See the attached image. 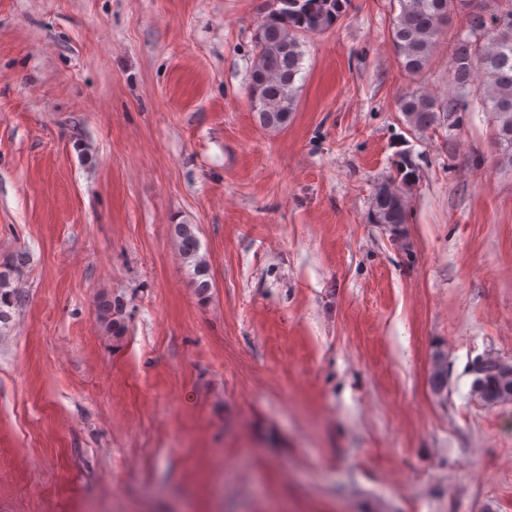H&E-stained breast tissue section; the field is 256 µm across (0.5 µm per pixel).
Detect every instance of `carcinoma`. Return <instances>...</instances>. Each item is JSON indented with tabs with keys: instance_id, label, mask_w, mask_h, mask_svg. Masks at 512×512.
Instances as JSON below:
<instances>
[{
	"instance_id": "carcinoma-1",
	"label": "carcinoma",
	"mask_w": 512,
	"mask_h": 512,
	"mask_svg": "<svg viewBox=\"0 0 512 512\" xmlns=\"http://www.w3.org/2000/svg\"><path fill=\"white\" fill-rule=\"evenodd\" d=\"M399 10L392 15L389 37L401 66L419 74L427 66L431 51L454 16L466 11L465 28L452 49L448 72L456 95L442 104L415 92L399 101V111L411 130L423 133L438 122L441 112H488L491 114L498 162L512 169V0H396ZM351 0H301L284 4L262 0L254 34L255 60L247 95L250 110L260 127L269 131L288 125L297 107L296 81L302 72V38L334 26ZM479 83H474L476 77ZM418 174L407 156L399 157L396 176L382 185L373 198V218L378 224H403L407 200ZM174 233L180 254L192 267L199 293L210 288L209 269L199 255V242L191 224H177ZM12 268L0 272V322L9 306L19 298L11 287ZM99 313L106 331L119 341L126 330L124 304L104 298ZM430 378L435 392L448 385L444 356H434ZM512 386V373L505 374L499 358L487 356L482 382L472 384V392L488 404L503 402L504 386Z\"/></svg>"
}]
</instances>
